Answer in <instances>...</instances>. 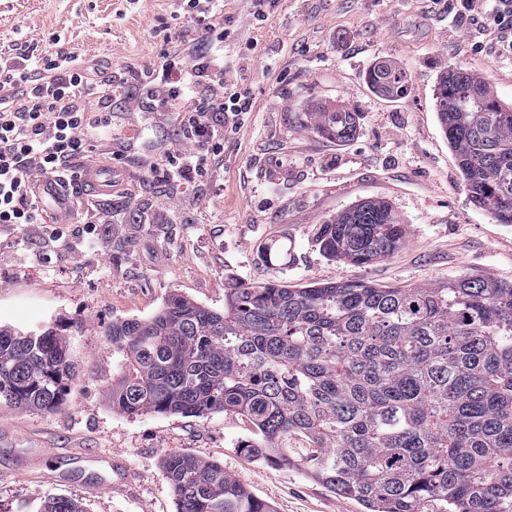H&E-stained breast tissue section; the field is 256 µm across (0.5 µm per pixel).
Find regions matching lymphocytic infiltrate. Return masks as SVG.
<instances>
[{
  "label": "lymphocytic infiltrate",
  "mask_w": 512,
  "mask_h": 512,
  "mask_svg": "<svg viewBox=\"0 0 512 512\" xmlns=\"http://www.w3.org/2000/svg\"><path fill=\"white\" fill-rule=\"evenodd\" d=\"M187 5L192 16L179 39L195 49L193 61L166 56L137 91L148 110L182 111L184 138L203 151L218 137L226 115L238 116L253 106L248 98L225 93L217 75L223 49L203 44L204 34L216 29L223 0H187ZM93 103L111 111L112 96L97 90L89 67L71 54L49 50L34 61L23 55L10 64L0 62V224L37 222L33 183L61 175L71 161L90 152L101 127L100 119L90 115Z\"/></svg>",
  "instance_id": "lymphocytic-infiltrate-1"
}]
</instances>
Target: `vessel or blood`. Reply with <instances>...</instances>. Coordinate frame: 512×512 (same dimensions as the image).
Listing matches in <instances>:
<instances>
[{
    "label": "vessel or blood",
    "instance_id": "b4317fda",
    "mask_svg": "<svg viewBox=\"0 0 512 512\" xmlns=\"http://www.w3.org/2000/svg\"><path fill=\"white\" fill-rule=\"evenodd\" d=\"M76 180L82 188L78 195L71 192L67 183L56 179L39 182L35 193L58 216L65 217L72 214L78 204L88 203L98 196L112 195L123 185L111 166L105 164L82 168L77 171Z\"/></svg>",
    "mask_w": 512,
    "mask_h": 512
}]
</instances>
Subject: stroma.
I'll return each instance as SVG.
<instances>
[{
  "instance_id": "obj_1",
  "label": "stroma",
  "mask_w": 512,
  "mask_h": 512,
  "mask_svg": "<svg viewBox=\"0 0 512 512\" xmlns=\"http://www.w3.org/2000/svg\"><path fill=\"white\" fill-rule=\"evenodd\" d=\"M184 8L183 0H0V59L54 46L111 91L112 137L94 142L91 158L124 176L121 192L66 224L46 213L38 224L0 226V324H58L76 365L58 411L0 408V512H38L50 493L87 512H176L162 469L168 454L220 462L274 512H362L304 469L243 451L259 437L243 414L113 410L112 388L127 368L105 329L151 316L173 293L223 308L233 285L440 287L472 275L512 283V224L472 203L433 100L439 73L459 67L512 103V55L483 15L461 0H224V82L251 97L253 110L225 123L197 171L174 179L169 157L194 147L176 113L140 108L128 77L176 48ZM377 63L405 71L409 92L372 91L366 73ZM325 103L355 112L354 138L301 128L304 110ZM370 199L399 216L400 247L367 265L326 257L320 225ZM90 221L97 246L82 252ZM55 226L61 238L49 237ZM272 242L282 251L270 262ZM78 448L104 463L73 464ZM129 471V490L86 494Z\"/></svg>"
}]
</instances>
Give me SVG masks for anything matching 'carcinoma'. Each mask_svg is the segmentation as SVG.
Returning <instances> with one entry per match:
<instances>
[{
    "label": "carcinoma",
    "instance_id": "1",
    "mask_svg": "<svg viewBox=\"0 0 512 512\" xmlns=\"http://www.w3.org/2000/svg\"><path fill=\"white\" fill-rule=\"evenodd\" d=\"M378 90L409 77L374 65ZM434 108L478 208L512 224V106L479 75L441 72ZM306 128L334 140L355 113L318 106ZM404 234L391 205L365 201L321 225L327 256L367 264ZM128 374L112 409L206 416L238 412L260 440L254 458L299 466L366 512H512V284L477 276L444 288H382L347 280L291 288H229L224 309L170 295L148 318L107 331ZM75 374L70 340L0 327V408L56 411ZM293 435L312 445L288 456ZM176 512H273L224 466L189 454L164 458ZM41 512H84L50 497Z\"/></svg>",
    "mask_w": 512,
    "mask_h": 512
}]
</instances>
